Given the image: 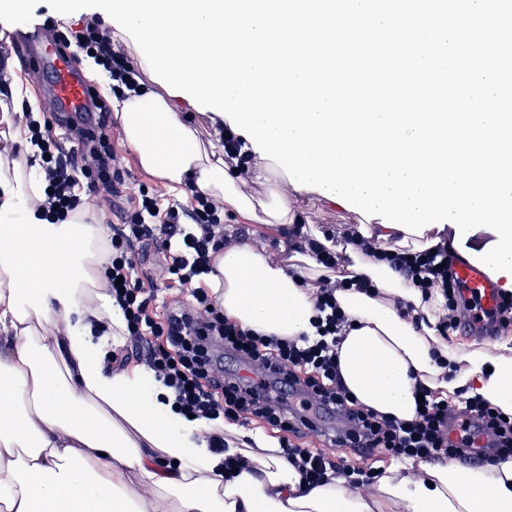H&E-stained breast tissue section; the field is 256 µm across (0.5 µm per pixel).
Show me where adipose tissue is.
Wrapping results in <instances>:
<instances>
[{
  "mask_svg": "<svg viewBox=\"0 0 512 512\" xmlns=\"http://www.w3.org/2000/svg\"><path fill=\"white\" fill-rule=\"evenodd\" d=\"M114 109L140 166L170 190H193L265 226L299 223L295 188L272 181L277 164L248 142L251 165L225 160L184 97L143 87ZM0 136L21 147L0 151V512H512V459L485 467L408 460L359 488L345 475L309 488L259 437L254 447L228 448L246 461L228 476L207 441L224 424L173 411L169 389L145 367L105 369L108 339L126 331L107 290L110 229L89 199L65 219L40 217L46 183L37 148L22 125ZM250 179L266 185L264 197L245 192ZM360 233L374 254L347 247L344 272L370 288L336 292L338 363L350 395L408 421L420 383L447 396L481 395L512 414V357L446 341L437 330L443 296L424 295L390 262L397 249L422 251L429 240L377 219ZM293 259L288 267L231 239L202 282L239 327L312 338L313 284L328 271L311 253Z\"/></svg>",
  "mask_w": 512,
  "mask_h": 512,
  "instance_id": "obj_1",
  "label": "adipose tissue"
}]
</instances>
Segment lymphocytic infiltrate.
I'll return each mask as SVG.
<instances>
[{
    "instance_id": "obj_1",
    "label": "lymphocytic infiltrate",
    "mask_w": 512,
    "mask_h": 512,
    "mask_svg": "<svg viewBox=\"0 0 512 512\" xmlns=\"http://www.w3.org/2000/svg\"><path fill=\"white\" fill-rule=\"evenodd\" d=\"M60 39L64 45H75L100 58L116 96L136 89L137 67L113 50L110 36L100 32L95 22L81 21ZM94 106L102 114V121L97 128L80 131L76 146L67 149L60 147L50 125L32 118L26 121L31 139L42 153L49 215L63 218L81 205L73 176L81 157L91 156L93 162L88 191L106 195L118 192L112 171L119 159L112 151L108 123L112 109L99 97ZM132 204V210L119 213L122 227L112 238L111 261V275L116 279L111 286L112 296L124 314L131 352L115 353L111 361L122 367L129 356H136L171 390L179 414L234 422L257 417L297 432L318 402L354 422V431L342 443L362 449L370 457L446 458L482 465L512 457V415L504 416L479 396L466 398L458 406L435 392L423 391L424 401L415 418L403 422L357 404L343 385L336 362V286L329 280L318 284L317 308L325 312L326 318L318 324V337L313 341L305 336L288 339L242 329L225 318L216 301L205 296L200 297L198 306L172 307L164 327H157L150 314V297L132 278L135 246L155 241L170 259L168 274L189 282L213 271L212 255L221 249L214 229L221 217L217 205L203 197L190 211L167 208L159 224L153 220L159 207L157 199L144 195L133 199ZM398 268L418 287L440 290L446 300L440 328L445 333L457 331L460 287L451 272L447 241L412 257H401ZM219 347L258 372L286 373L301 386L304 398L284 394L278 386L266 382L252 383L239 374L224 372L214 358ZM281 452L310 485L351 471L349 465L319 450L291 444L282 446Z\"/></svg>"
}]
</instances>
